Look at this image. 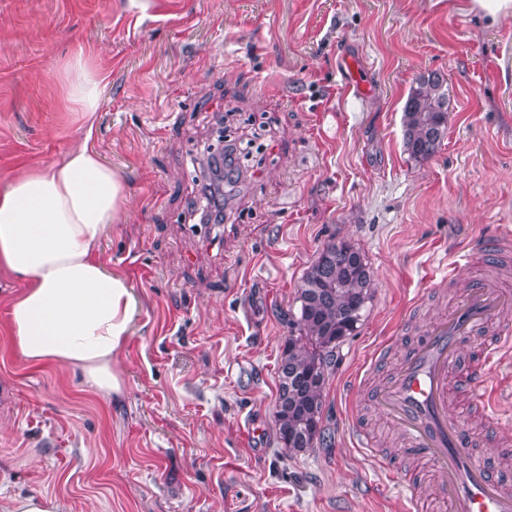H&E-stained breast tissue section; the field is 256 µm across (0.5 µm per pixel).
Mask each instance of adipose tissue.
I'll return each instance as SVG.
<instances>
[{
	"mask_svg": "<svg viewBox=\"0 0 512 512\" xmlns=\"http://www.w3.org/2000/svg\"><path fill=\"white\" fill-rule=\"evenodd\" d=\"M67 95L80 114V140L61 165L27 170L0 188V269L24 282L11 302L10 333L25 362L79 371L85 389L118 399L126 386L117 357L139 302L97 256L125 193L90 145L102 78L83 55L67 66Z\"/></svg>",
	"mask_w": 512,
	"mask_h": 512,
	"instance_id": "adipose-tissue-1",
	"label": "adipose tissue"
}]
</instances>
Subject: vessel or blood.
Wrapping results in <instances>:
<instances>
[{"mask_svg": "<svg viewBox=\"0 0 512 512\" xmlns=\"http://www.w3.org/2000/svg\"><path fill=\"white\" fill-rule=\"evenodd\" d=\"M509 310L511 289L473 279L448 313L430 322L423 339L407 351L388 381L370 393L385 419L442 477L450 512H512V490L472 461L460 423L448 408L450 370L462 342ZM509 350L512 334L499 332L471 376L475 385H484Z\"/></svg>", "mask_w": 512, "mask_h": 512, "instance_id": "vessel-or-blood-1", "label": "vessel or blood"}]
</instances>
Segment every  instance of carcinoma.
<instances>
[{
    "mask_svg": "<svg viewBox=\"0 0 512 512\" xmlns=\"http://www.w3.org/2000/svg\"><path fill=\"white\" fill-rule=\"evenodd\" d=\"M446 93L443 83L431 73L409 92L403 112L404 144L416 159L434 155L440 139L435 125L446 117ZM370 267L359 266L339 257L330 277H322L317 265L304 275L295 298L296 309L288 313L293 332L286 340L279 366H286L302 383L288 390L278 384L277 400L288 398V406L274 411L279 439L290 451L301 452L323 440L310 434L311 427L321 422L326 384L316 377L333 371L334 350L352 335L363 318V310L372 298Z\"/></svg>",
    "mask_w": 512,
    "mask_h": 512,
    "instance_id": "1",
    "label": "carcinoma"
}]
</instances>
